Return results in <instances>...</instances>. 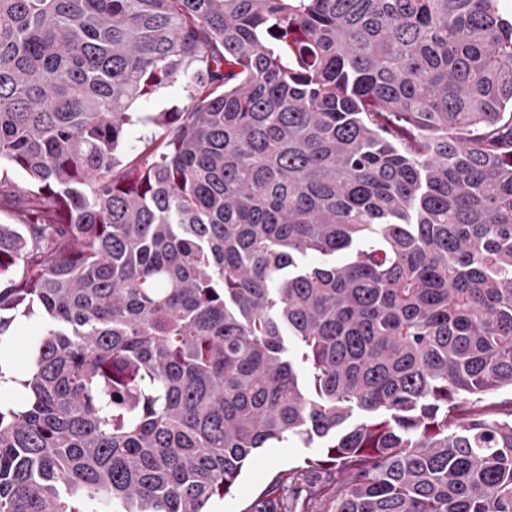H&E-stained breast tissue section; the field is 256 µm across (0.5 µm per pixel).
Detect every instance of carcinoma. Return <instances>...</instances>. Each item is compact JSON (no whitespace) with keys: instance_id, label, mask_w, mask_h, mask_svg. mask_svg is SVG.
Instances as JSON below:
<instances>
[{"instance_id":"cac0c4a2","label":"carcinoma","mask_w":512,"mask_h":512,"mask_svg":"<svg viewBox=\"0 0 512 512\" xmlns=\"http://www.w3.org/2000/svg\"><path fill=\"white\" fill-rule=\"evenodd\" d=\"M2 165L0 512H512V0H0ZM188 100L180 81L168 83L154 94L138 101L132 109L135 115L143 117L153 112H177L186 106ZM42 329V317L23 318L16 320L12 342L0 347V356L7 358L16 373L24 374L30 362V346ZM279 448H262L245 466L236 486L224 499H216L210 506L212 512H247L250 507L261 504V494L270 486L278 474L293 467L305 465L308 458H318L320 448H303L290 441Z\"/></svg>"}]
</instances>
